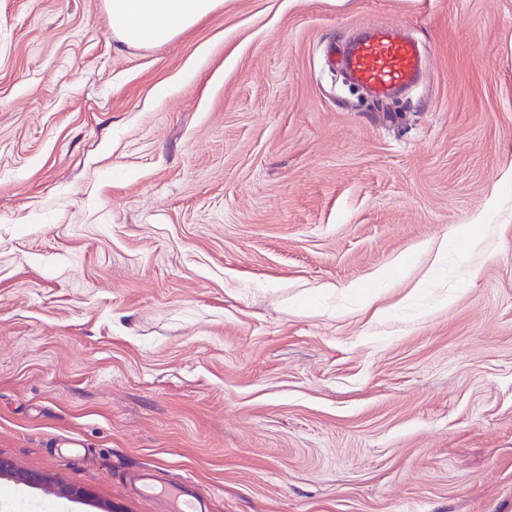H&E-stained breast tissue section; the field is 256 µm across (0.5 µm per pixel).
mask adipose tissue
Here are the masks:
<instances>
[{
  "instance_id": "obj_1",
  "label": "adipose tissue",
  "mask_w": 512,
  "mask_h": 512,
  "mask_svg": "<svg viewBox=\"0 0 512 512\" xmlns=\"http://www.w3.org/2000/svg\"><path fill=\"white\" fill-rule=\"evenodd\" d=\"M221 0H106L119 41L143 45L166 41L211 14Z\"/></svg>"
}]
</instances>
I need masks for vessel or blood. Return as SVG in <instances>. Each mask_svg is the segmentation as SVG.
Segmentation results:
<instances>
[{"mask_svg":"<svg viewBox=\"0 0 512 512\" xmlns=\"http://www.w3.org/2000/svg\"><path fill=\"white\" fill-rule=\"evenodd\" d=\"M344 63L354 82L385 98L417 80L421 51L414 39L377 27L350 47Z\"/></svg>","mask_w":512,"mask_h":512,"instance_id":"1","label":"vessel or blood"}]
</instances>
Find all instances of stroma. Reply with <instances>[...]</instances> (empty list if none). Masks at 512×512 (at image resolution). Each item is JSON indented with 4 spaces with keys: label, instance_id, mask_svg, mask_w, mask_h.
<instances>
[{
    "label": "stroma",
    "instance_id": "obj_1",
    "mask_svg": "<svg viewBox=\"0 0 512 512\" xmlns=\"http://www.w3.org/2000/svg\"><path fill=\"white\" fill-rule=\"evenodd\" d=\"M374 26L383 102L325 53ZM0 460V512H512V0H0ZM221 0H106L109 24L128 45L166 41L211 14ZM344 63L354 82L386 98L417 80L421 51L414 39L377 27L350 47Z\"/></svg>",
    "mask_w": 512,
    "mask_h": 512
}]
</instances>
